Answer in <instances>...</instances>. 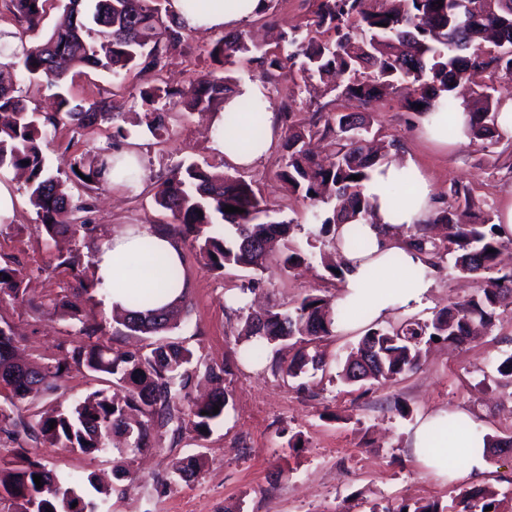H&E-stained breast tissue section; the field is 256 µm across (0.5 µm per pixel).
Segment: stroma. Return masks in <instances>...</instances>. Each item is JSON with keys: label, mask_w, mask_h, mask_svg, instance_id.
I'll return each mask as SVG.
<instances>
[{"label": "stroma", "mask_w": 512, "mask_h": 512, "mask_svg": "<svg viewBox=\"0 0 512 512\" xmlns=\"http://www.w3.org/2000/svg\"><path fill=\"white\" fill-rule=\"evenodd\" d=\"M309 9L307 0H278L275 30H268L259 16L242 22L238 30L270 42L276 30L304 25ZM217 40L214 33L185 32L182 46L150 73L133 71L116 78L100 70L71 69L67 87L72 98L91 102L112 95L123 105L113 120L82 129L59 123L42 142L47 164L65 189L91 197L93 230L78 245L90 251L125 224L172 223L171 213L155 203L156 187L181 160L195 159L251 183L264 199L268 220L292 222L296 242L314 241L319 253L301 267L288 270L272 263L248 278L233 266L223 274L213 273L195 249L185 247L182 270L192 288L180 324L170 335L185 341L203 364L230 370L225 381L230 404L208 437L186 433L175 441L166 434L154 448L123 456L90 458L40 445L35 451L46 468L79 476L84 498H95L96 485H103L108 494L100 504L102 512H382L433 501L444 512H453L456 483L438 481L420 466L412 433L419 417L465 405L492 434H512V379L495 369L497 358L512 353V308L475 341L458 347L432 345L420 368L366 392L339 377L359 332L336 333L320 344L325 371L295 383L275 373L270 359L240 360L243 319L234 309V298L244 288L254 308L280 311L293 309L309 293L334 300L340 295L339 280L319 258L323 252L335 254L333 240L320 235L314 207L281 179V144H274L250 168H231L212 147L210 113L191 114L183 106L170 105L164 136L140 148L145 172L141 183L120 193L108 185L90 192L74 180L70 167L89 162L110 142L115 127L140 138L139 122L150 110L140 98L141 89L165 83L186 87L209 72L230 74L243 91L259 87L266 111L290 105L299 123H308L315 112H372L374 132L400 141L411 174L428 179L441 208L455 209L468 200L475 211L497 216L502 200L512 195V139L490 148L468 140L439 150L417 135V113L405 109L396 96L365 105L307 87L297 74L270 82L248 54L238 55L226 71L211 57ZM0 180L11 182L18 196L14 226L0 233V257L13 261L29 288L27 301L0 300V325L15 329L24 353L50 364L60 345L74 338L73 324L49 313L51 300L73 296L79 286L57 260L71 243L65 237L50 240L38 231L39 219L14 172L1 170ZM485 281V275H463L452 261H445L435 274L428 307L397 311L390 322L431 318L448 302L474 295ZM85 309L98 322L105 343L120 351L136 350L137 338L113 322L104 290H93ZM197 454L203 459L197 475L187 482L176 478V462Z\"/></svg>", "instance_id": "1"}]
</instances>
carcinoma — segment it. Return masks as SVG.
Instances as JSON below:
<instances>
[{
    "instance_id": "1",
    "label": "carcinoma",
    "mask_w": 512,
    "mask_h": 512,
    "mask_svg": "<svg viewBox=\"0 0 512 512\" xmlns=\"http://www.w3.org/2000/svg\"><path fill=\"white\" fill-rule=\"evenodd\" d=\"M6 8L35 31L42 26L47 0H4ZM85 0H66L63 14L48 38L35 47L21 48L11 57L22 61V78L44 77L62 87L73 67H90L118 75L122 71H152L183 40L181 23L162 12L161 0H96L92 15L98 27L99 45L88 41L92 29L86 24ZM307 33L298 28L282 35L283 45L259 51L241 33L224 35L211 52L213 61L227 67L238 53H258L265 74L276 76L298 68L304 79L334 74L342 81L331 88L336 99H356L364 104L378 102L390 93H401L404 108L425 112L457 111V88L470 72L491 68L512 78V0H314V10L306 22ZM493 34L497 50L484 53L475 45ZM237 94L229 77L205 75L187 88L155 85L141 91L143 102L153 105L163 99L168 104L207 112ZM469 113L468 135L490 147L504 136L496 128L498 104L485 91L476 92ZM117 104L110 97L89 105L58 93V110L40 118L28 108L14 89L0 80V170L13 168L27 173V193L40 218L38 229L53 239L59 234L74 236L88 232L78 213L86 203L73 202L58 191V179L50 172L42 150L47 128L62 120L83 128L99 118L115 115ZM263 103L241 99L238 108L224 114V129L240 128L249 120L248 148L262 140L260 118ZM284 149L285 167L281 177L300 197L312 205L327 208L315 213L320 233L328 235L337 224L352 225L347 246L363 250L366 242L356 223L372 215V204L363 194L364 182L377 166L386 162L388 149L400 148L396 140L375 149L367 135L371 115L315 112L311 123L296 124L290 113ZM146 128L159 138L166 131L164 115H146ZM112 147L101 150L88 165L78 166L73 175L91 178L84 185L99 187L109 169L107 158ZM359 179L352 180L350 176ZM157 204L169 211L176 223L155 230L190 243L211 272L221 273L227 266L246 272L265 269L271 260L283 268L304 262L311 253L292 238V225L260 221L265 212L255 192L245 182L224 174L211 173L195 161L175 167L159 184ZM243 213H225V206ZM411 244L429 257L436 267L450 255L464 273H489L486 284L474 296L453 301L421 322L408 319L389 328L369 327L352 350L341 371L350 385L393 381L419 367L421 344L434 338L450 345L466 343L478 328L491 329L500 312L512 306V269L498 268V258L507 243L501 239L490 218L479 217L470 203L455 211L440 209L431 223L414 225ZM142 253L166 284L181 277L178 267L158 253L149 240ZM97 250L76 252L59 265L75 275L80 267L95 266ZM24 275L5 261L0 263V299L24 296ZM102 287L95 279L75 299L54 300L51 312L78 322L77 339L61 346L52 364L34 367L16 360L15 336L10 326H0V430L23 434L49 448H69L94 458L108 451L112 437L123 435L127 449L142 452L153 447L154 434L171 432L179 437L189 431L198 438L211 432L224 416L230 394L225 389L194 401L188 387L198 370L193 351L180 342L163 340L158 334L170 329V313L151 309L161 288H137L130 292L132 311L123 315V326L148 340L143 353L115 351L96 336L97 326L82 314L83 295ZM343 314L332 300L309 294L291 311L268 310L245 319L244 335L255 344L240 351V358L257 362L264 347L288 342L299 346L288 360H277L274 369L298 379L309 371L323 368L322 352L310 345L333 335L336 319ZM76 371L96 381L118 383L128 390V399L118 403L104 388L88 392L70 406L45 413L33 423L20 413L19 402L34 391H52L66 374ZM218 413H213L214 407ZM56 425H50V422ZM512 447V436L486 437V456ZM202 458L190 455L176 462L174 473L190 477L202 467ZM42 477L38 488L33 476ZM80 478L72 473L49 470L28 448L13 449L9 460H0V501L11 502L9 512H94L97 503L85 500L77 491ZM457 512H505V499L486 488L463 489L457 495Z\"/></svg>"
}]
</instances>
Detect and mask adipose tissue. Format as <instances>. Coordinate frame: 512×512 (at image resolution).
Segmentation results:
<instances>
[{
  "instance_id": "adipose-tissue-1",
  "label": "adipose tissue",
  "mask_w": 512,
  "mask_h": 512,
  "mask_svg": "<svg viewBox=\"0 0 512 512\" xmlns=\"http://www.w3.org/2000/svg\"><path fill=\"white\" fill-rule=\"evenodd\" d=\"M186 0H169L167 7L186 29L213 33L228 31L257 15L261 0H204L200 8L191 10ZM266 129L264 139L243 148L246 130L230 132L214 139L215 149L227 163L249 167L270 150L273 123L270 113H262ZM468 116L430 112L420 118L421 132L429 141L444 147L465 139ZM405 169L396 162L377 167L364 185V193L373 204V220L359 226L367 243L365 251L349 249L345 240L348 225L337 226L333 240L343 258V279L339 301L351 313L350 320H337V331H346L374 321L389 318L396 309L422 308L429 304L434 280L433 269L422 255L410 247L405 230L413 224L427 223L435 207L434 192L425 179L415 180L404 188ZM142 237H135L131 227L116 229L99 247L96 275L106 288V301L112 310L128 306V284L133 265L141 261V239L154 242L156 250L173 264H181L183 250L176 238L155 233L142 225ZM399 265H392V258ZM484 427L464 407L441 409L422 418L413 436L414 453L425 468L444 480L478 478L486 468L480 453Z\"/></svg>"
}]
</instances>
